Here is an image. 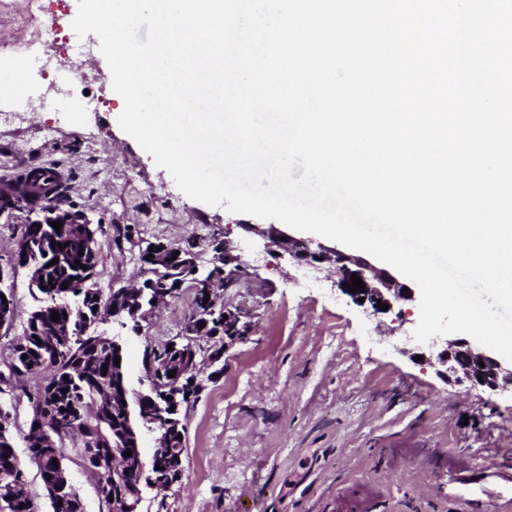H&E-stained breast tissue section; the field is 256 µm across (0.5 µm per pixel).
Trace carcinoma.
<instances>
[{"label": "carcinoma", "instance_id": "1", "mask_svg": "<svg viewBox=\"0 0 512 512\" xmlns=\"http://www.w3.org/2000/svg\"><path fill=\"white\" fill-rule=\"evenodd\" d=\"M44 234L58 239L63 247L43 254L38 242L28 254L18 256L25 265H34V258L41 260L45 275L29 274L30 285L44 296V303L31 310L23 325L22 336L13 344L9 371L15 376L40 375L41 384L34 393L27 395L43 399V411L58 424V447H70L69 434L80 432L86 439L85 447L76 451L82 467L94 475L101 461L113 451L121 454L133 449L135 430L125 414L122 403L123 389L121 367L114 363L119 356L112 337L100 330V310L112 306V294H104L95 285L99 257L90 254L81 224H67L60 230L48 227ZM194 256L189 249L182 250V261L176 263L169 273L170 289L193 281L188 276L183 261ZM68 287H63V283ZM98 310H93V307ZM59 313V320L69 324V342L58 344L55 336L57 322L52 312ZM143 361L153 370L154 387L151 394L166 402L164 394H178L180 407L187 408L198 398L203 386L190 383L177 387L179 377L189 367L192 356H184L168 349V345L145 349ZM176 371L175 376L168 373ZM68 392H63V389ZM28 459L40 473L44 486H49L45 473L52 472L53 463L39 461V437L34 422L28 421L24 436ZM0 473H24L14 448L12 434L0 435ZM126 500L131 505L129 512H139L143 500V487L137 481H126ZM14 487L0 483V512H23L12 497ZM53 512H84L81 493L66 491L51 497Z\"/></svg>", "mask_w": 512, "mask_h": 512}]
</instances>
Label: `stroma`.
<instances>
[{"label":"stroma","mask_w":512,"mask_h":512,"mask_svg":"<svg viewBox=\"0 0 512 512\" xmlns=\"http://www.w3.org/2000/svg\"><path fill=\"white\" fill-rule=\"evenodd\" d=\"M76 12L77 0H0V109L28 115L0 127V184L31 168L58 169L70 203L104 227L95 277L103 289L142 282L140 252L151 243L192 249L208 269L227 241L246 265L219 294L249 331L225 343L220 375L202 366L183 475L146 490L141 512H463L453 483L463 470L482 493L480 512H502L512 487L494 472L512 465V392L445 375L436 349L413 337L419 298L366 312L328 265L290 261L245 233L254 216L184 195L120 128L124 104L98 38L74 32ZM52 25L68 52L41 38ZM22 73L28 86L13 93ZM13 291L21 321L36 305L26 270ZM193 297L182 289L140 331L122 330L133 389L143 387L145 349L180 334ZM20 321L0 334V371ZM38 383L13 378L0 406L17 417L29 493L40 512H52L24 441L27 395Z\"/></svg>","instance_id":"stroma-1"}]
</instances>
